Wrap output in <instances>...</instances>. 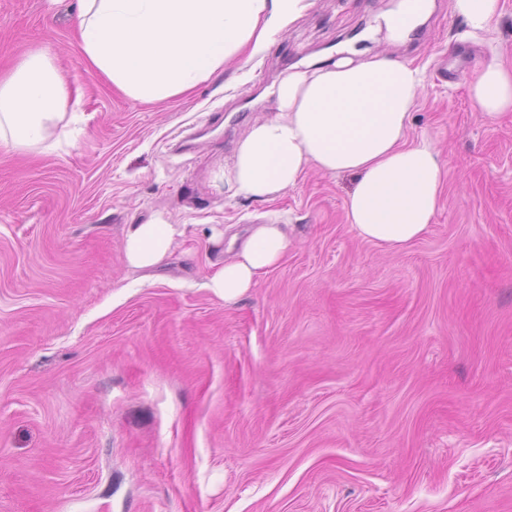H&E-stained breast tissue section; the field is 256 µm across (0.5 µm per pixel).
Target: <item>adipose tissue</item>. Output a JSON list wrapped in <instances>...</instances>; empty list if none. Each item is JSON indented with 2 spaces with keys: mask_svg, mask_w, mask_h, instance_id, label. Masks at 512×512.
I'll list each match as a JSON object with an SVG mask.
<instances>
[{
  "mask_svg": "<svg viewBox=\"0 0 512 512\" xmlns=\"http://www.w3.org/2000/svg\"><path fill=\"white\" fill-rule=\"evenodd\" d=\"M76 48L89 72L133 101L164 102L221 74L225 64L259 55L305 8V0H80ZM431 0H398L384 18L390 38H407ZM423 70L409 62L350 53L330 64H297L281 80L273 115L252 124L224 171L235 193L271 201L309 168L356 175L347 224L365 242L400 252L422 238L440 207L448 175L434 145L409 139ZM469 91L479 112H512V70L497 60L477 67ZM54 56L28 51L0 73V152L44 142L67 113H79ZM179 225H132L130 267L151 268L182 237ZM288 252L284 225L256 224L235 254L214 264L205 286L233 302Z\"/></svg>",
  "mask_w": 512,
  "mask_h": 512,
  "instance_id": "ef3b65f1",
  "label": "adipose tissue"
}]
</instances>
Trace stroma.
I'll return each mask as SVG.
<instances>
[{
	"label": "stroma",
	"instance_id": "obj_1",
	"mask_svg": "<svg viewBox=\"0 0 512 512\" xmlns=\"http://www.w3.org/2000/svg\"><path fill=\"white\" fill-rule=\"evenodd\" d=\"M396 2L307 0L250 64L146 105L83 68L77 0H0V69L48 48L85 115L0 154V512H512V112L468 92L512 67V0L480 43L450 0L393 43ZM342 47L426 68L409 135L448 177L398 253L346 224L352 175L272 203L224 181L289 66ZM157 216L187 246L129 268ZM272 219L282 264L214 297L210 263ZM469 91L478 112L489 118L512 112V70L505 68L495 58L473 71Z\"/></svg>",
	"mask_w": 512,
	"mask_h": 512
}]
</instances>
